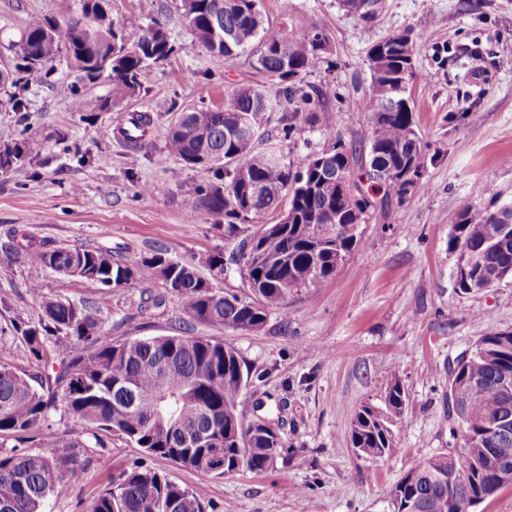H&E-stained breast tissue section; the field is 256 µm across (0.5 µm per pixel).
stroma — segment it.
Masks as SVG:
<instances>
[{
	"label": "stroma",
	"mask_w": 512,
	"mask_h": 512,
	"mask_svg": "<svg viewBox=\"0 0 512 512\" xmlns=\"http://www.w3.org/2000/svg\"><path fill=\"white\" fill-rule=\"evenodd\" d=\"M74 0H0V56L34 14L63 18ZM274 29L325 30L333 52L303 78L329 103L345 138L367 141L370 121L359 88L372 41L405 27L417 39L411 88L425 168L405 203L375 214L336 274L292 295L287 313L271 311L264 330L248 334L191 324L160 280L121 290L16 260L0 251V362L35 376L59 372L92 341L51 338L43 359L26 347L17 324H37L42 299L99 308L101 338L121 343L182 331L211 335L238 353L248 385L238 401L245 421L264 418L286 443L268 470L215 478L151 457L119 435L90 449L83 482L45 512H86L109 481L129 469H155L201 489L207 512H391L386 490L420 461L457 447L448 419V366L493 331H512V279L468 294L455 286L448 237L458 205L476 197L487 206L491 186L512 200V0H385L363 27L339 0H262ZM111 17L136 42L161 22L177 52L154 64L127 103L99 110L109 84L82 82L90 106L75 111L76 74L58 62L51 76L29 75L26 111L0 105V147L23 134L42 148L0 171V243L24 228L52 246L102 248L123 261L164 250L191 264L204 253L230 254L238 237L206 211L183 209L181 197L210 181L165 146L163 132L184 109L222 106L250 83L246 57L217 60L199 45L181 0H112ZM153 123L140 150L114 133L134 112ZM408 401L394 433L399 450L371 461L352 448L351 421L365 403L380 404L391 379Z\"/></svg>",
	"instance_id": "35a3bbf8"
}]
</instances>
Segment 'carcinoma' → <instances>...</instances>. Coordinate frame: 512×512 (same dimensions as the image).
<instances>
[{
    "label": "carcinoma",
    "instance_id": "carcinoma-1",
    "mask_svg": "<svg viewBox=\"0 0 512 512\" xmlns=\"http://www.w3.org/2000/svg\"><path fill=\"white\" fill-rule=\"evenodd\" d=\"M259 0H182L184 16L197 41L215 58L233 59L258 45L251 67L284 82L279 95L261 84L233 89L224 107L186 109L165 129L169 152L188 166L213 173L214 181L181 198L191 212L205 210L254 228V252L230 257L251 295L240 297L213 288L199 268L224 272V256L208 254L188 265L158 252L134 264L112 259L101 249L37 247L26 232L13 231L3 244L17 259L93 281L103 288H124L135 281L161 279L181 301L195 324L262 331L269 312L282 309L288 295L315 288L331 278L360 239L359 226L370 223L377 208L401 204L408 196L403 173L424 170V148L415 129L409 86L415 65L397 48H416L412 30L393 31L374 42L367 56L370 86L362 103L370 114L368 146L346 141L336 131L324 95L307 90L301 77L321 67L332 52L329 37L316 28L283 34L271 29ZM381 0H340L342 8L367 24L368 8ZM109 0H75L63 20L32 16L23 33L9 43L12 54L0 59V87L25 89L23 73H36L60 53L84 77L105 78L110 94L99 105L108 109L135 95L140 79L156 62L174 52L161 24L135 44L109 16ZM289 112L281 128L286 140L302 119L320 128L328 146L288 161L281 145L261 151L240 126L243 119ZM22 156L40 151L33 137L0 149V171ZM232 170L230 181L224 172ZM350 183V194L339 191ZM382 193L380 200L373 199ZM287 207L288 223L272 216ZM459 222L448 240L456 261L470 265V292L512 278V202L481 207L460 203ZM44 317L16 330L29 351L40 357L59 333L75 342L98 334L96 308L61 300H42ZM512 380V331L490 332L468 359L448 367V418L461 430L456 452L429 457L386 491L393 512H465L477 494L487 499L512 486V465L500 449L512 448V398L500 393ZM247 385L237 352L212 336L165 335L114 345L103 342L87 356L72 360L51 380L0 363V439H24L36 432L57 405L75 417L59 440L50 439L34 453L0 451V512H43L50 497L63 498L81 483L90 457L87 449L104 447L99 435L115 432L149 456L217 478L247 470H267L285 447L282 436L247 423L237 401ZM406 392L399 380L388 384L383 406L363 405L350 428L351 446L372 460L398 451L393 427ZM88 512H205L200 491L185 488L167 474L132 469L100 492Z\"/></svg>",
    "mask_w": 512,
    "mask_h": 512
}]
</instances>
